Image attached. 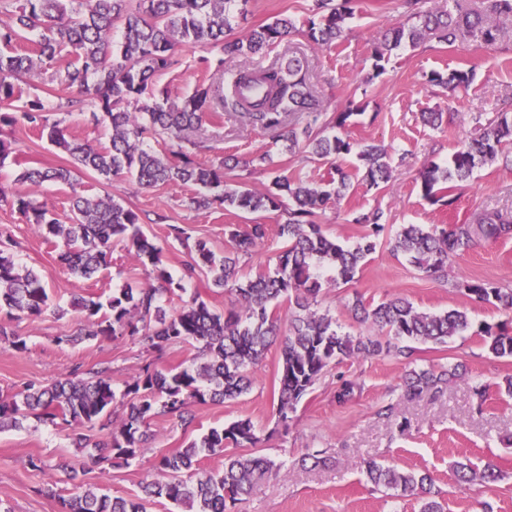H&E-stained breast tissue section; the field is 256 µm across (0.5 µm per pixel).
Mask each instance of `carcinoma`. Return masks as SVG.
I'll return each instance as SVG.
<instances>
[{
    "instance_id": "obj_1",
    "label": "carcinoma",
    "mask_w": 512,
    "mask_h": 512,
    "mask_svg": "<svg viewBox=\"0 0 512 512\" xmlns=\"http://www.w3.org/2000/svg\"><path fill=\"white\" fill-rule=\"evenodd\" d=\"M484 13H436L415 10L418 0H404L405 20L389 30L373 52L375 75L384 71L382 61L403 44L412 47L428 40L453 46L467 34L477 33L492 45L501 36L491 17L512 16V0H488ZM248 0H20L11 6L0 0V129L21 125L45 136L66 153L73 168L20 167L17 180L33 186L48 181L70 183L75 172H92L104 181L117 177L134 180L144 189L173 183L196 187L190 204L197 210L224 206L248 213L281 212L287 219L277 225L283 246L274 271L253 276L239 274V257H249L263 248L269 225L256 220L242 229L229 230L231 250L217 255L208 242L194 241L191 259L174 277L163 259V248L140 228V215L109 196L74 193L71 222L61 224L46 205L32 196L11 200L24 223L39 231L48 242H62L60 261L78 277L92 279L107 265L112 243L124 241L141 263L149 267V282L125 286L106 299L79 297L71 307L80 325L58 343L73 344L83 338L137 337L149 350L162 352L182 342L196 344L198 355L185 368L162 369L153 363L140 367L125 383L122 398L126 411L112 420L116 392L107 370L88 379L63 378L49 384L31 381L9 398H0V431L17 429L33 416L40 421L60 422L70 430L76 448L94 445V463L102 469L128 466L149 451L152 418L161 413L188 428L194 404L235 400L253 384L252 372L275 342L281 352L277 414L289 415L310 393L333 361L371 359L381 356L411 359L410 341L444 345L454 336L470 331L481 336L497 357L512 358V324H484L473 329L466 312L449 309L440 313L417 310L405 298L366 304L355 298L351 311L361 322L373 324L381 335L355 337L343 331L329 313L313 309L322 289L351 282L368 256L376 251L384 230V212L359 213L353 223L366 227L353 246L329 237L319 222L320 213L340 201L350 188L349 175L338 161L350 155L363 162L365 179L372 186L389 182L393 167L386 147L375 141H355L338 133L360 106L329 112L307 77L305 60L291 55L257 69L237 64V59L255 55L282 42L295 25L288 17L277 18L252 29L243 38L229 36L233 14H246ZM353 14V0H314L306 21V37L319 46H330L342 36L344 22ZM121 25L119 41L112 28ZM34 34L31 54H20L16 44ZM184 45L217 51L204 59L215 76L196 85L193 92L175 103L153 83L155 74L170 68L174 54ZM71 57L60 85L77 93L67 108L89 100L96 108L95 123H108L109 145L97 146L71 138L57 121H50L47 104L40 97L22 100L20 82L61 53ZM469 70L431 73L428 82L445 90L467 87ZM23 105H17V102ZM225 112L240 114L244 122L261 130L275 131L281 152L331 164L320 181L299 175L274 177L272 189L260 193L236 180L231 172L238 161L218 157L209 164L192 159L186 146L207 147L220 137L216 131ZM305 116L301 127L292 117ZM170 142V156L147 147L145 138ZM512 141V117L499 114L483 133L456 145L450 163L430 162L421 174L423 197L434 205L450 206L448 191L468 181L476 168L494 162L503 144ZM512 234V211L492 208L478 213L469 224H441L428 228L403 226L387 245L395 255L428 277L447 271L453 258L470 248L475 239H498ZM206 274L213 285L231 297L230 307L219 314L195 295L182 299L185 283ZM474 300L512 312V289L484 281L459 284ZM165 296L181 299L169 313ZM288 300V317L276 313L280 299ZM50 307V296L41 277L20 265L11 252L0 249V317L10 320L39 316ZM0 342L17 351L26 340L0 322ZM454 375L433 367H411L404 378V396L409 400L441 392V385ZM110 431V440L91 443L92 431ZM260 437L249 419L212 427L190 439L173 453L156 457L158 478L142 485V494L113 497L91 489L58 496L51 470L63 471L75 480L81 466L61 462L52 467L39 458L29 459L32 469L48 473L45 493L58 496L60 512H147V505L164 498L179 512H234L257 482L268 475L273 463L251 454H224V449L254 448ZM224 456V468H201L204 458ZM460 482L497 478L496 466L486 463L482 471L457 462ZM366 477L396 498L413 497L422 502L421 512H441L432 497L431 477L426 473L399 470L371 460Z\"/></svg>"
}]
</instances>
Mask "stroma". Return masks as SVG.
Wrapping results in <instances>:
<instances>
[{
    "label": "stroma",
    "mask_w": 512,
    "mask_h": 512,
    "mask_svg": "<svg viewBox=\"0 0 512 512\" xmlns=\"http://www.w3.org/2000/svg\"><path fill=\"white\" fill-rule=\"evenodd\" d=\"M313 0H248L246 19L233 23V33L245 35L275 16H289L303 22ZM404 18L403 0H356L354 15L345 22L343 37L331 47L320 48L302 35L293 34L265 52L250 56L251 64L295 52L308 61L310 83L331 111L349 103L363 105L347 133L359 141H381L389 148L394 177L388 185L370 186L363 179V164L356 157L343 163L351 186L345 197L329 206L321 218L325 230L346 245L355 244L364 229L355 224L356 213L382 210L386 228L378 238L376 251L347 284L324 289L319 310H327L354 335H373L374 330L353 318L354 298L367 303L403 297L424 312L448 309L466 311L473 324H494L506 315L496 307L479 303L457 288L459 277L485 280L512 288V235L497 240H480L453 261L447 278L434 280L415 271L403 258L390 253L387 241L405 224H462L483 208L512 210V144L503 149V160L475 169L472 177L452 191L448 207L423 198L420 172L427 162L446 163L457 141L479 136L498 113L512 115V17L502 16L498 24L504 35L488 45L480 37H469L455 46L427 41L393 51L386 71L374 76L372 52L386 30ZM202 47L178 49L176 63L158 73L156 82L167 89L171 100L187 95L199 82L211 78L200 59ZM66 59H59L52 72L64 71ZM473 69L468 88L447 92L431 86L432 72ZM42 73L23 82L24 98L40 97L55 108L51 120L60 121L75 139L107 142V125L89 121V107L71 112L57 109L64 92ZM441 110L450 116L448 124L435 129L424 125L423 112ZM11 141L19 158L43 168L70 166L68 155L60 152L35 131L16 128L0 134ZM268 131L247 127L233 114L224 117V138L212 150L196 152L198 163L206 164L224 153L240 160L268 151L277 170L286 174L303 172L310 179L321 177L325 167L290 159L274 144ZM17 168L6 163L0 168V185L11 195H34L45 202L60 223H69L71 197L79 192L110 196L136 210L144 233L164 250L173 275H180L190 259L188 250L168 237L172 224L183 226L192 239L208 241L216 253L230 250L228 225H245L249 214L221 207L197 210L190 204L194 188L170 184L143 189L132 180L118 178L104 182L91 173H80L74 185L47 182L39 188L16 179ZM22 265L34 268L46 284L51 309L41 317L21 318L10 327L22 336L27 348L18 352L0 343V396L11 395L27 382H49L71 373L107 368L116 387L138 372L150 356L131 337L97 338L76 345L60 343V336L78 327L71 301L79 296H107L127 284H143L147 269L123 242L114 243L106 267L86 280L71 274L59 261L58 247L48 244L8 204L0 202V242ZM414 357L418 364L449 367L460 365L461 374L449 380L439 396L423 395L415 400L401 395L405 361L393 357L348 359L330 364L300 403L288 423L276 414L275 381L279 372V349L270 347L255 369L251 390L233 401L193 405L195 424L181 430L165 415L151 422V450L130 466L102 472L91 460L94 448H75L62 425L28 418L21 428L0 431V512H60L56 497L42 493L44 473L31 470L28 460L39 457L48 464L59 460H81L82 488H96L111 496L138 495L142 483L153 479L156 454L171 452L212 427L239 419H250L261 441L255 452L279 465L272 477L262 480L254 492L236 507V512H420L414 498L397 499L376 491L367 481L365 464L378 459L401 470L429 473L439 492L443 512H482L490 503L494 512H512V398L497 387L512 378V358L489 353L480 337L456 336L446 345L420 343ZM358 380L359 390L346 401H338L340 378ZM489 386L483 408H476L471 396L472 381ZM392 414H385V406ZM406 431H399L400 422ZM320 450L326 464L299 466L304 454ZM467 460L476 466L494 461L500 472L497 481L458 486L451 465Z\"/></svg>",
    "instance_id": "1"
}]
</instances>
